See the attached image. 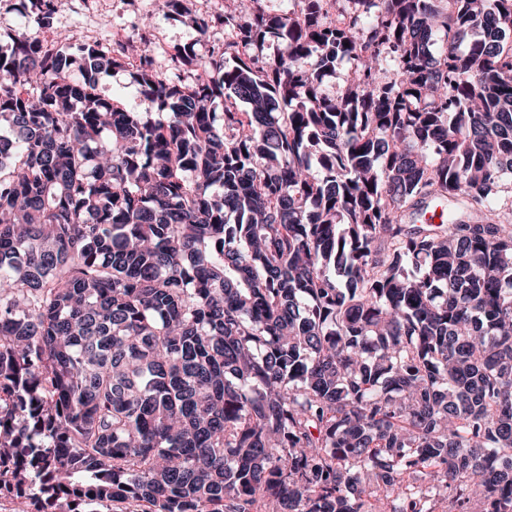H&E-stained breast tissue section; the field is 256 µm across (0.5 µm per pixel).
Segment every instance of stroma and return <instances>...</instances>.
Wrapping results in <instances>:
<instances>
[{
  "label": "stroma",
  "mask_w": 512,
  "mask_h": 512,
  "mask_svg": "<svg viewBox=\"0 0 512 512\" xmlns=\"http://www.w3.org/2000/svg\"><path fill=\"white\" fill-rule=\"evenodd\" d=\"M238 5L239 0H186L185 14L164 15L158 11V0H69L56 14L54 26L73 32L80 40L110 48L125 34L135 31L143 17H152L154 36L149 50L157 68L164 70L177 47L193 46L198 58L207 59L213 45L229 37L223 26L217 24V17ZM97 91L130 110L144 106L134 70L126 63L103 77Z\"/></svg>",
  "instance_id": "obj_1"
}]
</instances>
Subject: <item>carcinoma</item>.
<instances>
[{
    "instance_id": "carcinoma-1",
    "label": "carcinoma",
    "mask_w": 512,
    "mask_h": 512,
    "mask_svg": "<svg viewBox=\"0 0 512 512\" xmlns=\"http://www.w3.org/2000/svg\"><path fill=\"white\" fill-rule=\"evenodd\" d=\"M61 2L23 15L47 33ZM297 5L224 13L169 73L143 26L141 112L97 93V44L0 45L18 512H433L437 483L512 512V0ZM268 39L287 55L240 56Z\"/></svg>"
}]
</instances>
